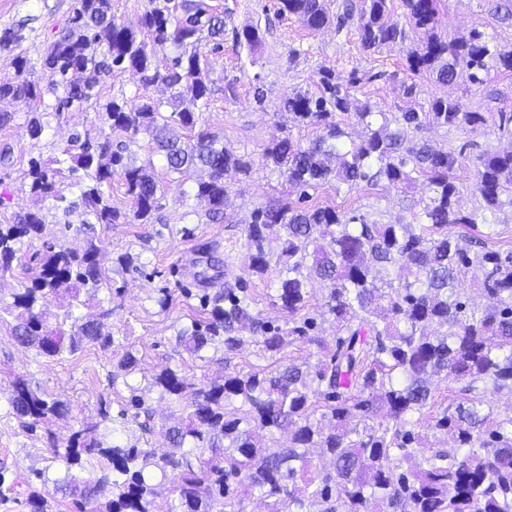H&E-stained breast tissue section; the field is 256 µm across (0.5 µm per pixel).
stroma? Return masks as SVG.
<instances>
[{
    "label": "stroma",
    "mask_w": 512,
    "mask_h": 512,
    "mask_svg": "<svg viewBox=\"0 0 512 512\" xmlns=\"http://www.w3.org/2000/svg\"><path fill=\"white\" fill-rule=\"evenodd\" d=\"M75 2L0 0V30L14 28L23 36L12 50L0 52V84L17 79L15 60L21 56L27 60L29 76L39 80L43 89L38 102L0 98V113L10 117L9 123L0 126V224L12 223L15 214L40 209L46 237L54 239L61 249L82 246V236L63 228L64 223H78L79 217L64 216L55 201H35L29 191L31 160L59 154L73 134L96 133L104 124L101 105L111 98L135 100L148 96L161 102L163 114L174 110L169 88L161 83L143 86L138 74L127 70L103 78L100 104L80 112H56L63 91L53 87L52 77L43 66V55L48 43L65 27ZM207 2L223 12L226 31L221 48H214L207 38L198 44L213 89L203 122L220 133L226 147L250 156L252 168L231 182L225 201L226 218L215 221L209 216L207 202L194 195L204 171L167 173L162 159L152 153L149 136L139 135L136 160L152 161L164 185V195L148 223H140L132 217L135 205L123 177L113 174L105 193L112 206L128 214L129 219L124 224L97 225L96 238L100 264L122 292L113 298L107 291H100L84 309L85 314L95 316L100 309L111 308L104 329L115 339L112 346L89 343L75 355L60 360L19 345L13 338L16 318L11 308L15 293L22 287L24 271L18 267L0 277V470L6 477L0 483V512H29V494L40 488L41 476L55 478L64 470L54 449L65 448L81 423L99 420L101 411L111 415L105 441L140 448L163 447L165 428L185 416L182 407L150 387L153 375L163 366L180 367L188 382L197 386L227 374L269 371L289 363H317V346L301 340L274 356L253 344L231 353L216 344L196 358L175 336L176 326L193 314L185 291L198 293L206 288L215 292L226 284L248 288L261 316L283 323L284 314L273 298L269 281L252 275L245 259L244 226L255 207L284 199L299 207L312 202L335 207L349 217L363 215L385 224L407 223L420 208L426 195L421 181L405 189L384 181L354 189L332 182L313 192L311 198H304L263 160L264 149L285 135L305 144L316 134L315 128L298 124L292 113L283 110L285 98L315 91L322 72L330 71L350 82L355 99L370 102L382 112H400L409 107L421 111L428 109L433 98L448 97L465 110L483 113L486 122L481 126L457 131L432 126L413 135L414 140H427L440 151L464 148L465 167L458 178L459 204L466 210L479 204L473 190L478 155L512 149V137L501 135L498 129L499 112L512 111V74L493 71L484 82L476 83L461 67L455 81L444 85L431 74L411 71L408 52L425 34L409 28L402 0H393L391 18L406 26V40L374 50L362 48L351 25L340 31L332 25L318 31L306 29L295 16L279 13L278 0ZM437 6L436 31L442 37L460 39L479 31L499 47H512V25L496 18L488 0H438ZM252 25L264 34L262 44L254 51L233 41L234 31ZM34 118L42 124V133L36 138L27 133V125ZM125 253L140 256L142 269H120L116 260ZM161 288L172 294L164 309L155 301ZM129 352L136 355L138 364L125 372L119 363ZM19 378L26 379L48 399L65 402L67 415L33 429L22 426L10 406L13 385ZM134 386L145 390L148 411L125 423L117 414Z\"/></svg>",
    "instance_id": "obj_1"
}]
</instances>
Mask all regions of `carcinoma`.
I'll return each mask as SVG.
<instances>
[{"label":"carcinoma","instance_id":"cac0c4a2","mask_svg":"<svg viewBox=\"0 0 512 512\" xmlns=\"http://www.w3.org/2000/svg\"><path fill=\"white\" fill-rule=\"evenodd\" d=\"M170 3L149 0L137 24L127 26L112 19L111 0H77L68 31L45 50L43 66L66 90L57 112L83 110L98 99L101 75L126 67L140 74L143 85L163 83L172 99L192 107L167 118L162 103L151 98L114 99L103 105L107 127L95 140L77 138L59 156L31 161V193L63 203L66 216L79 213L75 232L84 235L79 249L58 251L43 242L38 266L14 296L19 309L14 339L42 356L58 358L87 343H114L102 331L112 309L85 318L78 313L84 304L79 293L112 290L95 238V225L127 219L102 190L112 173L123 174L135 219L149 220L158 202L162 185L153 164L137 165L131 158L138 135L151 137L167 172H207L195 197L208 203L213 219L224 214L227 180L248 174L252 166L247 156L227 149L218 133L198 128L211 89L195 43L203 32L224 40V16L205 0H182L175 8ZM279 4L310 31L330 23L326 0ZM391 4L357 0L337 17V26L355 25L367 50L402 42L406 30L390 20ZM403 5L412 26L426 33L409 51L413 71L428 72L443 84L455 80L459 66L471 70L478 83L492 69L512 72V49L490 46L482 33L450 41L434 33L437 0H403ZM235 39L254 49L262 35L250 27L235 32ZM169 42L181 52L161 71L154 58ZM26 65L17 59L22 78L1 84L0 98H42L39 83L26 76ZM71 73L82 79L70 80ZM284 110L320 129L306 146L286 136L264 150L263 158L283 171L291 186L315 190L336 180L353 188L385 180L399 188L418 174L428 189L423 207L406 224H377L363 216L347 218L330 206L297 208L286 201L255 208L245 225L247 265L253 275L270 279L288 320L276 326L265 321L247 289L226 288L198 296V315L177 328V338L197 357L214 343L231 352L249 341L274 355L300 339L326 351L324 358L313 366L292 363L268 373L226 374L196 388L192 411L165 432V450L107 446L100 440L101 422L85 423L69 439L65 475L37 477L68 494L78 512L106 487L112 488V499L96 512H155L152 467L178 477L168 512H214L217 504L233 509L245 494L270 499L271 512H312L315 504L322 505L321 512H512V417L495 413L488 398L490 390L512 393V251L484 247L470 254L449 231L454 224L490 228L502 206H512V151L477 158L474 187L480 205L463 211L457 206L463 151H436L407 132L479 126L482 113L466 111L451 98L433 99L426 112L412 107L376 112L367 101L354 103L349 87L331 72L321 74L316 91L287 98ZM342 115L363 128L359 141L342 128ZM114 131L127 135L116 150ZM64 168L85 172L84 180L69 184L70 201L56 181ZM44 227L38 209L0 224V276L21 263L24 241L42 238ZM313 277L327 285L321 315L343 328L331 352L310 335L316 319L302 314ZM468 287L488 303L463 299ZM59 295L68 297L67 331L48 327L42 317V304ZM440 374L466 380L467 397L443 409L433 424L454 447L427 451L415 428L433 408L430 378ZM152 386L180 402L189 383L166 366L153 376ZM233 401L241 402L236 414L227 411ZM10 405L27 427L68 412L64 402L44 398L24 380L15 382ZM278 433L288 434V445H266L265 438ZM312 448L330 459L332 470L310 475L316 468ZM206 451L212 457L194 469L191 458ZM89 466L90 480L72 472Z\"/></svg>","mask_w":512,"mask_h":512}]
</instances>
